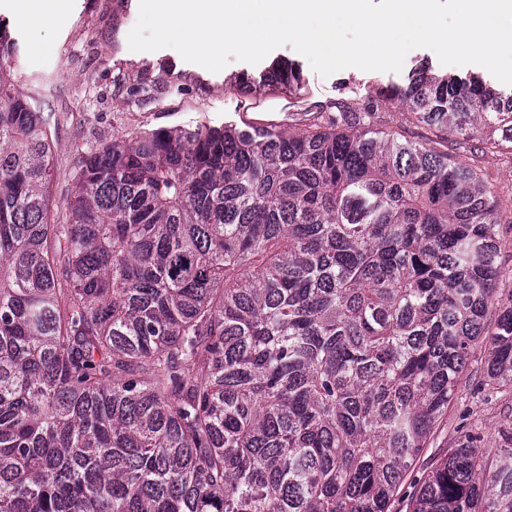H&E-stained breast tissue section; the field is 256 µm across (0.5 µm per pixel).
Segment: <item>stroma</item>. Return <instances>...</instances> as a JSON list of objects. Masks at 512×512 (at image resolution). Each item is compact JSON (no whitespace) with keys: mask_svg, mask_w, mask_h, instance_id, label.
Wrapping results in <instances>:
<instances>
[{"mask_svg":"<svg viewBox=\"0 0 512 512\" xmlns=\"http://www.w3.org/2000/svg\"><path fill=\"white\" fill-rule=\"evenodd\" d=\"M69 25L32 28L19 22L12 0H0V23L17 41L8 59L21 93L33 94L49 119L54 141L50 184L54 223H63L66 202L76 189L82 154L117 136L159 127L204 124L307 123L317 111L358 106L377 84L400 81L394 72L345 69L321 77L291 46L275 49L270 60L296 63L302 83L292 94H247L236 80L260 72V65L233 61L212 72L183 60L174 49L133 51L128 34L137 22L139 0H71ZM481 166L497 189L501 264L512 268V154L482 159ZM486 352L476 347L447 414L438 423L413 472L401 483L391 512H405L430 465L447 452L458 430L476 429L484 448H499L512 429V391L486 384Z\"/></svg>","mask_w":512,"mask_h":512,"instance_id":"stroma-1","label":"stroma"}]
</instances>
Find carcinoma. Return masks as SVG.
<instances>
[{
	"label": "carcinoma",
	"instance_id": "cac0c4a2",
	"mask_svg": "<svg viewBox=\"0 0 512 512\" xmlns=\"http://www.w3.org/2000/svg\"><path fill=\"white\" fill-rule=\"evenodd\" d=\"M450 133L512 149V94L420 65L294 129L115 138L53 224L51 130L1 62L0 512H390L474 346L512 388L497 191ZM476 440L408 512H512V436Z\"/></svg>",
	"mask_w": 512,
	"mask_h": 512
}]
</instances>
